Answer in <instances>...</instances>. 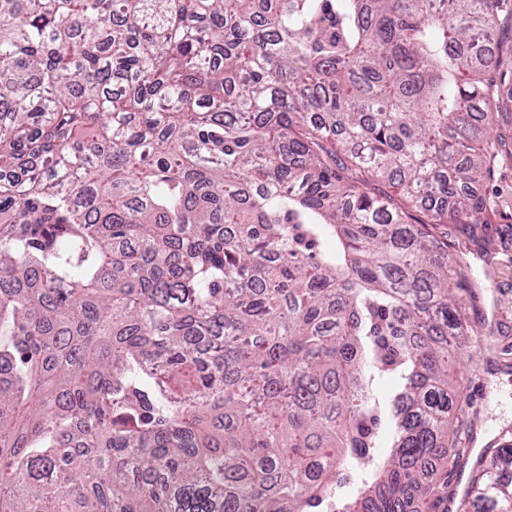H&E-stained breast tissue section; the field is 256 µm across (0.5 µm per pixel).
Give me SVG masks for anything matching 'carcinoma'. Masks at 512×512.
Listing matches in <instances>:
<instances>
[{
    "label": "carcinoma",
    "mask_w": 512,
    "mask_h": 512,
    "mask_svg": "<svg viewBox=\"0 0 512 512\" xmlns=\"http://www.w3.org/2000/svg\"><path fill=\"white\" fill-rule=\"evenodd\" d=\"M506 33L500 0H0V512L447 491L466 261L427 226L512 155L476 146ZM462 501L512 512L511 437Z\"/></svg>",
    "instance_id": "1"
}]
</instances>
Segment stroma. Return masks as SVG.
Listing matches in <instances>:
<instances>
[{
	"label": "stroma",
	"mask_w": 512,
	"mask_h": 512,
	"mask_svg": "<svg viewBox=\"0 0 512 512\" xmlns=\"http://www.w3.org/2000/svg\"><path fill=\"white\" fill-rule=\"evenodd\" d=\"M489 209L481 224H437L432 233L462 254L476 296L465 299L469 334L454 378L461 394L460 465L449 469L451 489L461 490L478 455L512 430V157L498 156L477 185Z\"/></svg>",
	"instance_id": "1"
}]
</instances>
